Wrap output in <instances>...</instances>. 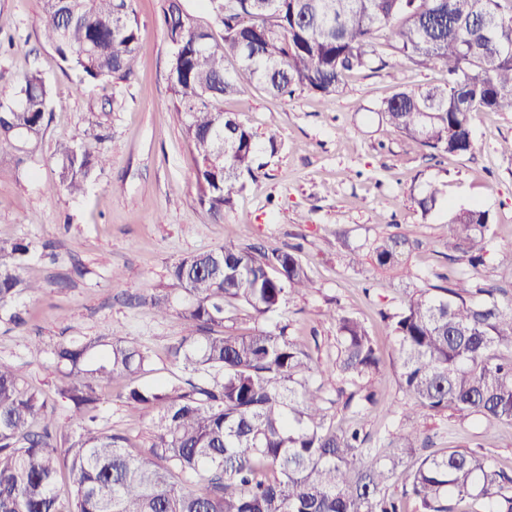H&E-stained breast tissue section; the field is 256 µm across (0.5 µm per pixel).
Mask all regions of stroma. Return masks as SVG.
Masks as SVG:
<instances>
[{
    "label": "stroma",
    "instance_id": "35a3bbf8",
    "mask_svg": "<svg viewBox=\"0 0 512 512\" xmlns=\"http://www.w3.org/2000/svg\"><path fill=\"white\" fill-rule=\"evenodd\" d=\"M162 5L136 0V68L126 79L100 83L65 69L44 41L41 0H0L6 20L0 29V98L10 97L24 74L36 72L48 86L51 112L31 160L19 165L0 158V238L33 243L25 273L42 287L16 302L24 325L0 318V362L19 368L65 422L71 404L59 392L65 371L53 359L55 346L110 333L140 346L150 356L147 370L115 379L100 392L97 426L126 436L132 449L146 448L158 410L129 414L123 395L131 383L171 386L185 378L169 352L184 334L173 263L222 246L228 234L268 251L296 245L313 286L287 303L279 322L304 341L313 361L324 364L336 351L332 311L365 321L382 364L377 400L363 417L371 438L383 436L408 399L397 385L394 339L381 314L398 308L404 289L435 284L436 273L446 271L441 239L449 207L488 211L493 242L480 275L512 286L497 267L499 252L512 247V153L501 149L512 141V112L478 113L471 153L433 157L389 132L376 108L402 89L443 83V66L408 62L362 71L330 97L304 91L281 100L243 89L225 99L224 109L256 134L263 168L217 221L197 202L192 156L172 106ZM61 141L88 146L106 160L82 194L46 191ZM433 182L442 184L443 195L425 215L418 201ZM389 232L420 246L391 270L374 268L367 258L352 263V250ZM150 295L168 296L174 312L157 316L146 302ZM421 426L436 449L471 448L491 438L488 455L512 467V423L489 427L477 418L461 424L435 416Z\"/></svg>",
    "mask_w": 512,
    "mask_h": 512
}]
</instances>
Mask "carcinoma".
Segmentation results:
<instances>
[{
	"label": "carcinoma",
	"mask_w": 512,
	"mask_h": 512,
	"mask_svg": "<svg viewBox=\"0 0 512 512\" xmlns=\"http://www.w3.org/2000/svg\"><path fill=\"white\" fill-rule=\"evenodd\" d=\"M135 0H42L44 40L81 79L107 83L129 76L138 61ZM224 27L211 42L182 0H164L170 45L168 81L174 111L192 148L197 201L224 218L244 176L256 177V135L224 112V98L255 87L282 99L307 90L339 92L345 77L387 62L382 38L400 61L442 64L439 86L404 89L377 113L389 131L427 149L464 155L474 149L478 112H512V0H209ZM234 62L227 69L225 62ZM49 90L37 73L0 100V156L21 164L42 139ZM49 190L79 194L104 162L83 145L56 150ZM442 189L431 184L418 205L430 213ZM490 217L479 207L448 214L446 258L475 269L490 252ZM404 235L374 238L368 253L392 268L414 248ZM31 243L0 239V313L23 323L16 299L38 286L24 277ZM443 284L404 292L383 314L395 338L398 384L408 408L371 454L362 411L376 401L381 358L365 325L333 313L336 355L314 369L305 345L285 328L237 334L225 323L245 307L257 320L281 311L310 288L292 251L245 247L234 237L172 266L183 294L186 335L170 347L182 370L197 375L169 390L133 386L136 413L159 407L148 448L134 452L121 434L96 427L97 391L115 377L146 370L148 354L114 334L62 342L56 364L67 369L63 394L71 423L58 421L41 391L0 363V512H512V470L484 444L433 450L420 421L448 415L512 423V299L465 272ZM351 412L327 424L328 385ZM67 471L72 493L57 492Z\"/></svg>",
	"instance_id": "obj_1"
}]
</instances>
